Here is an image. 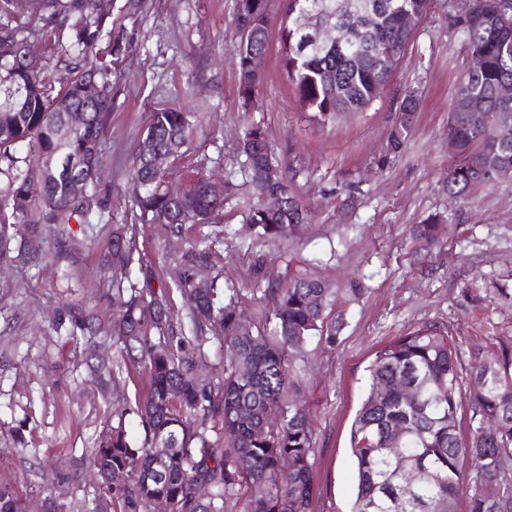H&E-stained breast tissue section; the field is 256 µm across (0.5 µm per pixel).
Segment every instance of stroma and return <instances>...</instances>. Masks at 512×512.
Returning <instances> with one entry per match:
<instances>
[{"mask_svg": "<svg viewBox=\"0 0 512 512\" xmlns=\"http://www.w3.org/2000/svg\"><path fill=\"white\" fill-rule=\"evenodd\" d=\"M235 0H143L129 15L114 6L129 49L112 76V118L105 136L101 179L124 186L151 114L163 107L205 115L175 175L201 168L214 181L237 184L224 200V282L250 287L256 272L287 283L313 271L340 289L356 279L364 292L346 307L334 349L307 346L302 385L315 439L313 512H351L356 463L349 448L352 419L368 391L366 369L394 337L423 325L441 327L460 347L458 369L471 372L470 354L497 352L512 336V307L499 298L512 289V181L462 198L446 190L448 114L468 63L449 19L457 0H435L414 41L377 101L363 114L327 126L312 122L296 101L282 68L279 33L270 29L264 81L257 105L244 110L232 45L237 40ZM419 91L416 121L398 153L386 151L405 85ZM266 130L308 224L277 245L245 247L250 171L239 141L253 125ZM448 217V235L427 246L412 234L428 214ZM123 214L93 226L72 287H63L54 257L39 268L9 273L0 298V484L10 485L29 512L46 498L63 512H83L96 487L87 454L109 428L114 402L145 395L144 374L131 373L99 391L91 381L97 354H111V338L73 333V309L95 306L115 317L112 281L97 258ZM144 263L160 287L180 252L154 225L137 228Z\"/></svg>", "mask_w": 512, "mask_h": 512, "instance_id": "obj_1", "label": "stroma"}]
</instances>
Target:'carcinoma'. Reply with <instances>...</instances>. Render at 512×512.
Masks as SVG:
<instances>
[{
	"mask_svg": "<svg viewBox=\"0 0 512 512\" xmlns=\"http://www.w3.org/2000/svg\"><path fill=\"white\" fill-rule=\"evenodd\" d=\"M279 25L281 59L302 109L324 127L364 112L396 70L414 33L401 15L423 18L431 0H379L369 20L347 19L336 40L309 42L304 18L334 11L336 0H287ZM465 21H452L467 55L482 66L457 87L448 121L454 162L448 168V195L512 178V98L499 93L512 84V0H480ZM247 50L264 53L270 31L267 5L249 18ZM127 34L112 25V0H32L26 21L0 28V269L38 267L52 245L67 281L92 227V217L113 218L111 187L100 180L101 146L112 113V63L126 48ZM372 56L366 67L359 53ZM75 76L63 82L48 70L51 59ZM241 106L252 105L263 77L250 74L249 55L235 51ZM102 89L99 101L85 97L84 84ZM472 101L483 105L482 120L503 124L497 141L481 137L476 123L462 119ZM418 94L409 88L387 141V153L404 144L413 125ZM81 111L79 125L63 139L70 111ZM200 112L161 108L133 157L127 177L125 213L132 224L112 225V243L99 266L112 272V304L124 312L114 326L95 307L71 316L88 336H110L119 343L112 365L101 369L119 377L133 370L149 379L143 399L112 411V425L89 450L99 491L85 512H311L315 448L306 406L299 392L306 346L317 337L336 346L344 311H333L336 291L316 275L292 276L281 288L261 287L256 274L250 296L224 287L213 247L224 239V200L209 196L205 176L196 171L181 181V193L168 192L169 161L183 153L198 127ZM249 170H276L273 184L250 178L247 223L254 237L281 241L307 221L274 148L259 127L240 140ZM74 160L86 182L73 196L65 173L46 177L44 157ZM280 192L275 211L263 209L260 195ZM157 224L182 237L186 226L197 235L174 267L170 283L150 288L151 273L141 264L136 224ZM448 233L446 218L429 215L413 226L428 245ZM123 253L112 262L113 252ZM187 308L186 323L174 328L173 295ZM224 362L216 379L201 376L206 345ZM491 367L483 388L471 387V434L463 436L458 354L453 340L424 325L397 336L375 353L369 366L370 390L351 424V453L357 466L352 512H512V475L502 479L496 497L481 492L497 475V457L512 452V341L498 353L475 358L471 375ZM411 384L418 398L407 401L396 387ZM389 388L380 394L378 387ZM276 408L280 420L268 421ZM144 430L136 441L127 418ZM402 432L396 438L394 432ZM471 467L470 479L460 462ZM124 479L112 484L107 473ZM208 487L204 498L198 484ZM465 510H459L461 502ZM0 512H25L15 491L0 486Z\"/></svg>",
	"mask_w": 512,
	"mask_h": 512,
	"instance_id": "carcinoma-1",
	"label": "carcinoma"
}]
</instances>
